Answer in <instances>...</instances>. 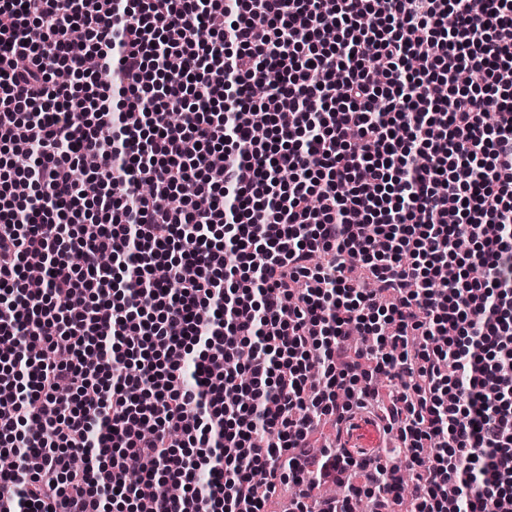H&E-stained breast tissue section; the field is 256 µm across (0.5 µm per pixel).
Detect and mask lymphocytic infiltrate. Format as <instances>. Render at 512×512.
<instances>
[{"label":"lymphocytic infiltrate","mask_w":512,"mask_h":512,"mask_svg":"<svg viewBox=\"0 0 512 512\" xmlns=\"http://www.w3.org/2000/svg\"><path fill=\"white\" fill-rule=\"evenodd\" d=\"M0 336L7 512H512V0H0ZM342 437V448H360L367 453L374 452V448H386L382 428L368 417L356 416L343 427Z\"/></svg>","instance_id":"lymphocytic-infiltrate-1"}]
</instances>
